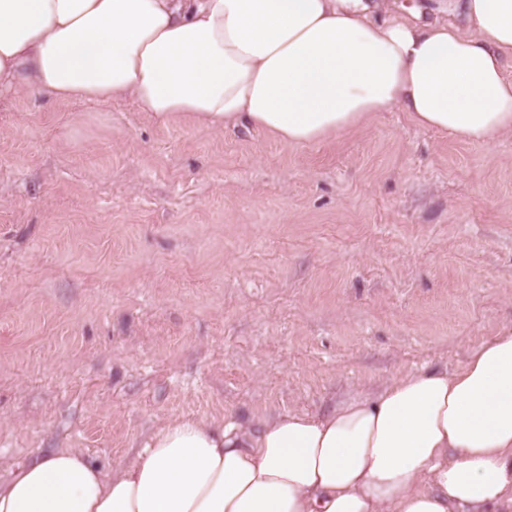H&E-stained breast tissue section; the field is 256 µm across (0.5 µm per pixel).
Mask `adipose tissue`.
<instances>
[{
  "instance_id": "obj_1",
  "label": "adipose tissue",
  "mask_w": 512,
  "mask_h": 512,
  "mask_svg": "<svg viewBox=\"0 0 512 512\" xmlns=\"http://www.w3.org/2000/svg\"><path fill=\"white\" fill-rule=\"evenodd\" d=\"M0 0V92L128 99L165 123L302 146L406 112L467 143L512 133V0ZM0 512H512V329L325 415L171 419L112 467L38 453Z\"/></svg>"
}]
</instances>
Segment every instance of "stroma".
<instances>
[{
	"mask_svg": "<svg viewBox=\"0 0 512 512\" xmlns=\"http://www.w3.org/2000/svg\"><path fill=\"white\" fill-rule=\"evenodd\" d=\"M512 327V135L405 112L291 147L0 95V474L163 422L305 412Z\"/></svg>",
	"mask_w": 512,
	"mask_h": 512,
	"instance_id": "stroma-1",
	"label": "stroma"
}]
</instances>
